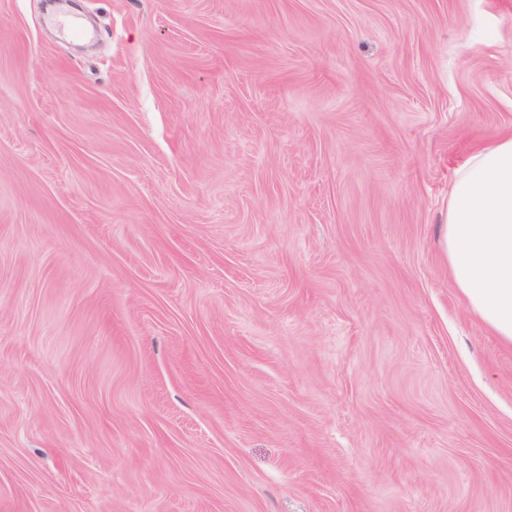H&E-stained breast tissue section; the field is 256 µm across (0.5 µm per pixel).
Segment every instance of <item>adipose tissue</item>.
Segmentation results:
<instances>
[{
    "label": "adipose tissue",
    "instance_id": "obj_1",
    "mask_svg": "<svg viewBox=\"0 0 512 512\" xmlns=\"http://www.w3.org/2000/svg\"><path fill=\"white\" fill-rule=\"evenodd\" d=\"M441 239L455 287L512 345V137L476 151L452 182Z\"/></svg>",
    "mask_w": 512,
    "mask_h": 512
}]
</instances>
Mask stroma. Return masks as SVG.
Here are the masks:
<instances>
[{"label": "stroma", "instance_id": "1", "mask_svg": "<svg viewBox=\"0 0 512 512\" xmlns=\"http://www.w3.org/2000/svg\"><path fill=\"white\" fill-rule=\"evenodd\" d=\"M0 0V512H512V346L439 227L512 0Z\"/></svg>", "mask_w": 512, "mask_h": 512}]
</instances>
